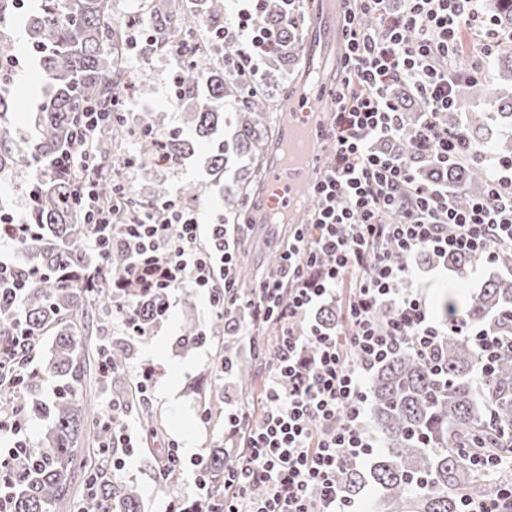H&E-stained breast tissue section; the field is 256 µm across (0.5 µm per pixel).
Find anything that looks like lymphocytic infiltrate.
<instances>
[{"label":"lymphocytic infiltrate","mask_w":512,"mask_h":512,"mask_svg":"<svg viewBox=\"0 0 512 512\" xmlns=\"http://www.w3.org/2000/svg\"><path fill=\"white\" fill-rule=\"evenodd\" d=\"M278 25L254 21L267 0H247L215 34L218 47H234L225 72L254 93L264 89L265 67L282 47V30L294 21L300 0H280ZM392 11L389 0H342L347 52L334 97L338 107L324 127L333 145L327 167L311 187L317 206L304 229L282 254L277 278L261 281L248 295L234 289L236 237L227 225L201 232L196 209L174 200L153 203L125 224L94 204L89 140L102 122L84 110L73 134L75 146L54 160L59 174L80 168V200L92 226L90 243L107 252L111 234L122 236L127 263L115 280L112 316L125 335L146 340L149 329L125 296L128 288L175 295L186 287L223 288L212 308L226 322L245 328L268 321L280 328L275 367L262 400L263 416L248 433L245 400L224 404V498L213 500L203 472H196L188 507L168 512H352L336 486V472L364 462L375 448L366 417V379L386 358L401 351L437 366L448 333L463 336L485 360L512 352V338L491 328L454 320L436 321L419 289L409 287L419 253L435 260L463 255L484 266L496 251L512 248V161L501 162L485 197L457 208L447 189L419 181L416 165L430 160L479 161L481 153L464 129H448L440 118L454 105L461 81H479L484 59L501 42L497 19L485 0H405ZM374 16L373 28L362 15ZM410 85L423 106L411 133L412 152L397 156L384 143L404 130L403 114L391 96L396 84ZM35 227L0 210V291L19 298L24 290L16 259ZM337 325L324 327L315 314L335 299L345 281ZM394 315L379 325L377 312ZM24 328L0 343V391L23 383L26 368L16 354L33 338Z\"/></svg>","instance_id":"1"}]
</instances>
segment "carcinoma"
Wrapping results in <instances>:
<instances>
[{"mask_svg": "<svg viewBox=\"0 0 512 512\" xmlns=\"http://www.w3.org/2000/svg\"><path fill=\"white\" fill-rule=\"evenodd\" d=\"M500 26L512 30V0H488ZM152 38L143 49L146 58L167 40L180 44L191 40L195 51L180 69L185 94H193L190 111L183 113L189 134L177 130L168 136L163 152L155 159L171 166L194 151L193 139L209 138L221 125L230 129L223 148L212 155L209 172L221 179L227 167L240 164L233 189L235 208L224 216L226 224H249L252 213L243 202L250 200L263 177L262 142L271 135L273 114L295 96L285 64L298 49V28L283 33L286 52L273 58L282 80L253 96L224 72V58L207 41L193 34L192 23L224 13V0H200L199 15H187L180 0H151ZM111 0H44L40 12L28 26L39 49V63L49 91L29 116L33 133L18 134L7 114L16 101L0 93V179L20 171L35 176L38 203L30 223L36 235L25 251L34 268L25 290L22 326L38 332L32 351L51 336V358L41 370L29 371L24 386L12 392L11 400L31 418L50 422L41 443L27 448L20 459L0 470V484L11 485L12 512H58L79 508L94 512L106 502L111 512H142L139 495L123 477L112 473V455L106 451L110 433L97 426L86 413L84 386L91 374L89 347L85 338L112 324V275L123 269L122 248L114 245L107 256L89 253L90 224L78 204L80 171L74 177H60L52 162L71 144V134L86 106L112 113L102 136L92 144L94 181L100 203L124 213L145 209L154 203L145 186L127 187L124 196L114 193L118 182L117 142L129 123V113L119 111L124 94L125 71L118 64L117 47L125 33L112 23ZM489 69L494 79L512 81V46L504 45ZM205 92H199V89ZM403 112L406 130L391 144V152L404 156L412 152L411 128L420 119L418 102L407 85L392 91ZM494 100L497 113L469 112L464 126L471 140L494 160L512 158V98L496 99L492 82H463L456 91L455 108L474 98ZM418 178L448 186L460 207L486 190V167L469 163L446 167L422 162ZM448 265L457 280L472 275L469 259L453 255ZM107 276L90 279L96 268ZM141 320L153 327L168 313L169 298L154 291L138 298ZM448 319L462 318L471 325H490L500 336H512V279L492 277L480 290L459 299L448 293L437 304ZM12 303L0 299V336L15 332ZM212 337L217 339L214 370L224 371V351L234 347L237 327L213 315ZM206 339L193 320L184 322L176 346L192 351ZM137 341L117 338L108 345L112 362L122 366L132 359ZM271 360L263 342L255 340L252 362L238 365L234 376L238 391L246 395ZM483 356L462 337L450 332L442 347L441 369L426 366L411 352L398 353L378 364L371 372L368 401L370 418L384 447L365 468L347 466L336 477L343 495L352 500L367 484L379 487L382 497L373 512H462L470 500L494 498L512 479L507 473L476 468L470 457L512 458V355L495 363L482 374ZM52 377L59 389L47 398L43 382ZM199 414L210 421L224 410L211 397L203 396ZM202 468L213 496H224V447L204 452ZM182 462L176 460L159 478V490L173 495L182 479Z\"/></svg>", "mask_w": 512, "mask_h": 512, "instance_id": "carcinoma-1", "label": "carcinoma"}]
</instances>
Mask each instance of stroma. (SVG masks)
<instances>
[{"label": "stroma", "instance_id": "35a3bbf8", "mask_svg": "<svg viewBox=\"0 0 512 512\" xmlns=\"http://www.w3.org/2000/svg\"><path fill=\"white\" fill-rule=\"evenodd\" d=\"M36 6V0H14L12 10L6 14L4 22L0 23L1 31L9 32L18 39L19 57L24 64L22 76L9 87L10 95L19 105L18 111L11 114L10 121L20 131L25 130L27 113L38 108L46 89L33 45L23 30ZM121 65L129 70H144L153 87V94L146 101L125 98V111L151 110L161 135L177 130L185 107L173 93L168 62L157 56L142 58L125 54L121 57ZM210 150V144L201 142L196 145L194 156L183 160L177 168L159 169L139 161L132 165H120L119 173L121 178L130 183L149 186L158 198L176 199L182 197L187 187H197L200 192L197 205L200 221L212 224L224 218V211L228 207L227 187L232 184L234 176L228 172L222 182H213L206 164ZM291 234L292 228L286 224L278 225L277 235L271 239L265 238L261 229L248 230L238 243V264L248 267L256 276H263L271 258L280 255ZM208 303L207 291L188 289L180 292L171 301L167 321L154 327L149 338L138 344L134 355L135 361L152 362L160 370L153 392L152 408L164 422L165 438L176 440L179 444L183 477L176 496L181 498L193 494V459L199 457L205 448L224 439L223 428L201 423L197 413L198 393L209 392L220 401L229 395L226 383L215 380L210 370L215 355L213 345L184 354L174 343L183 319L195 318L202 330H209ZM159 456L157 445L142 439L134 452L124 458L122 475L137 488L143 512H165L172 499L158 491L156 476Z\"/></svg>", "mask_w": 512, "mask_h": 512}]
</instances>
